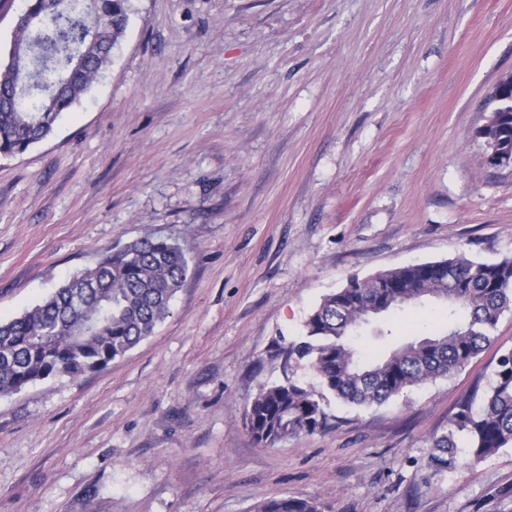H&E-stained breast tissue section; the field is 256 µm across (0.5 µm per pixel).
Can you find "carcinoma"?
<instances>
[{"label":"carcinoma","mask_w":512,"mask_h":512,"mask_svg":"<svg viewBox=\"0 0 512 512\" xmlns=\"http://www.w3.org/2000/svg\"><path fill=\"white\" fill-rule=\"evenodd\" d=\"M129 0H31L14 31L32 74L30 108L13 107L21 69L14 53L0 60V156L13 157L52 134L62 114L90 90L123 36ZM84 66L75 67V59ZM486 134L512 141V114L494 118ZM448 265V296L429 263L380 271L323 297L306 321L305 340L286 361L308 359L323 387L356 406L381 405L407 389L464 368L493 340L501 315L512 310V257L476 262L460 253ZM189 272L178 240L146 237L105 252L20 316L0 322V395L53 375L97 371L150 336L170 313ZM431 301L447 306L448 330L411 341L377 358L353 345L348 331L370 318ZM323 395L290 377L263 385L247 406L245 427L268 447L325 428ZM470 443L457 453L456 437ZM512 445V349L501 355L480 403L463 397L448 429L433 438L429 466L454 471ZM257 512H321L314 500L273 498Z\"/></svg>","instance_id":"1"}]
</instances>
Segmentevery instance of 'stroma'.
Returning a JSON list of instances; mask_svg holds the SVG:
<instances>
[{
	"mask_svg": "<svg viewBox=\"0 0 512 512\" xmlns=\"http://www.w3.org/2000/svg\"><path fill=\"white\" fill-rule=\"evenodd\" d=\"M512 74V0H130L112 63L53 134L0 157V320L112 247L178 239L188 276L106 367L0 396V512H512V446L436 473L432 440L512 349V312L452 376L255 445L261 385L350 277L512 257V171L473 132ZM432 303L362 326L385 353ZM257 512H321L314 500L300 497L273 498L257 508Z\"/></svg>",
	"mask_w": 512,
	"mask_h": 512,
	"instance_id": "1",
	"label": "stroma"
}]
</instances>
